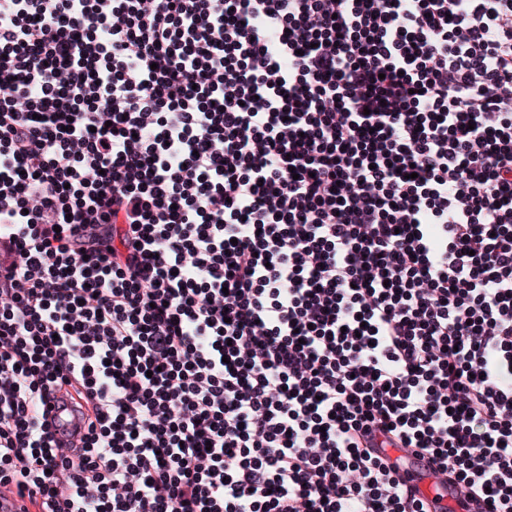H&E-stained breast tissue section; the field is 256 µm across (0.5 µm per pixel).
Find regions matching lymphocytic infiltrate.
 <instances>
[{
  "label": "lymphocytic infiltrate",
  "instance_id": "1",
  "mask_svg": "<svg viewBox=\"0 0 512 512\" xmlns=\"http://www.w3.org/2000/svg\"><path fill=\"white\" fill-rule=\"evenodd\" d=\"M387 447L512 512V0H0V512H438ZM54 415L52 420L56 426V439L59 440L64 446H72L73 443L79 444V437L75 434L77 419L69 410L53 411L51 416ZM49 417V420L52 417Z\"/></svg>",
  "mask_w": 512,
  "mask_h": 512
}]
</instances>
